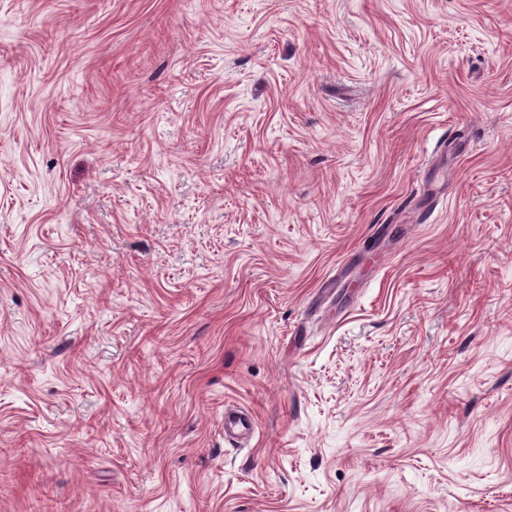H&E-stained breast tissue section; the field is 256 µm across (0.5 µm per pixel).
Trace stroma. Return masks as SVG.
Instances as JSON below:
<instances>
[{"label": "stroma", "mask_w": 512, "mask_h": 512, "mask_svg": "<svg viewBox=\"0 0 512 512\" xmlns=\"http://www.w3.org/2000/svg\"><path fill=\"white\" fill-rule=\"evenodd\" d=\"M0 512H512V0H0ZM256 426L254 417L241 410L224 411V435L239 437L251 435Z\"/></svg>", "instance_id": "obj_1"}]
</instances>
